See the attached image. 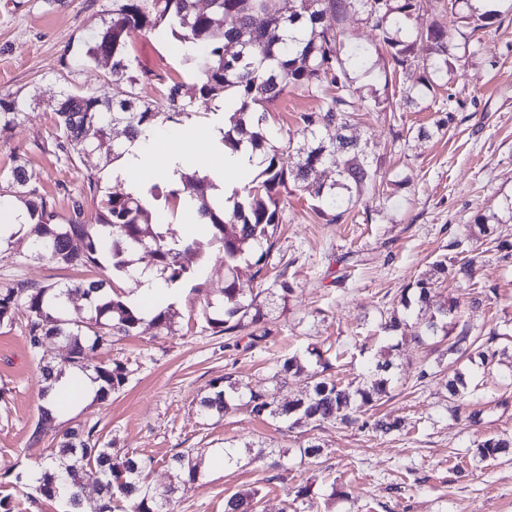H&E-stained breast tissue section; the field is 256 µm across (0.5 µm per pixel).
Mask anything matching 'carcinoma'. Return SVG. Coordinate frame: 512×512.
I'll return each instance as SVG.
<instances>
[{
    "label": "carcinoma",
    "mask_w": 512,
    "mask_h": 512,
    "mask_svg": "<svg viewBox=\"0 0 512 512\" xmlns=\"http://www.w3.org/2000/svg\"><path fill=\"white\" fill-rule=\"evenodd\" d=\"M199 0H112L104 10L102 25L85 43L81 56L70 66L71 72L99 61L112 59L110 77L127 83L126 98L103 99L91 92L61 95L56 108L55 148L65 163L75 154L92 153L104 141L112 139L115 125H123V139L112 143V160L125 152V144L143 135L159 119L180 123L193 113L200 98H222L234 103L228 116L229 129L224 143L236 149L246 146L256 159L258 174L243 195L224 199L213 194L209 178L185 174L179 184L153 183L149 199L132 193L102 190L100 178L87 175L86 192L69 197L68 214L60 219L54 198L29 184L21 165L0 173V190L19 199L27 211L29 233L37 258L61 269L94 266L112 271V277L85 278L73 284L36 283L18 280L0 288V326L13 325L17 312L24 313V333L31 353L36 354L48 339L66 345L72 354L66 365L42 367L40 396L49 400L54 385L68 372L83 373L97 384L95 399L108 400L129 381V371L120 361L88 364V354L112 345L117 336H130L146 322L114 291V278L132 277L135 256L150 249L156 272L173 286L197 275L185 263L187 256L202 258L206 249L216 247L224 254L227 277L220 298L207 303L203 318L215 336L233 335L249 330V346L266 340L268 312L259 301L263 294L286 301L292 292L286 271L267 283L266 260L275 246V236L285 213L280 197L290 187L310 191L317 201L313 212L328 224L346 220L357 205L360 194L380 184L378 169L366 147L349 135L356 113L394 111L387 100L366 98L353 86L351 73L356 68L370 70L367 52L349 46L344 22L352 12L378 32L387 67L379 78L384 85L415 65L426 73L416 86L403 91L410 104L433 89L435 79H444L454 66L455 34L440 18L458 15L464 27L486 38L496 35L502 25L501 12H478L469 0H438L437 19L425 26L412 20L420 10V0H292L288 13L280 12L276 0H211L203 10ZM334 24H325L326 18ZM169 31L178 40L183 59L198 73L192 84L170 81L160 100L140 102L129 43L138 32ZM426 47L419 56L416 46ZM299 91L321 101L318 109L295 116L300 137L296 155H285L270 144L268 107L284 93ZM25 101L19 96L0 98V132L14 128L25 117ZM99 198L95 216L87 213V196ZM191 200L197 213L210 228L202 241L180 234L159 218L173 213ZM494 229L483 216L475 218L465 231L457 234L448 247L456 259L448 264L437 260L429 271L403 289L393 311L382 324L389 336L412 329L416 339L440 336L448 340V352L460 350L468 336L452 335L460 302L450 297L437 299L440 279H465L477 285L476 264L479 247L485 243L496 250H512V243L493 237ZM256 288L240 287L242 277ZM79 294L86 306L72 312L70 295ZM149 324L155 335L175 333V313L171 307L159 308ZM395 346L375 356L374 365L357 386L343 384L333 373V365L313 348L310 369L302 358L293 355L279 362L273 379L279 384L288 378L306 374L308 389L304 396L282 401L270 391L249 390L226 376L211 383V392L200 398L198 411L207 417L222 418L244 408L255 417L289 428L319 425L340 420L353 423L363 416V426L376 433L404 428L400 421L368 419V412L388 396L395 368ZM471 377L459 370L448 377V397H465ZM56 420L51 408L41 413L31 430L30 440L39 442L45 435V423ZM512 447V439L489 437L476 445L480 460L494 459ZM152 460L133 451L114 452L112 443L102 439L97 425L77 424L64 428L54 437L48 453L38 463L41 481L36 491L47 499L58 495L56 479L65 473L68 483L69 512H83L84 477L94 470L99 475L97 494L101 504L95 512H112L121 504L122 512H165L164 503L172 494L196 482L200 463L195 449L175 453L168 462L170 483L161 492L146 482ZM261 489L237 492L224 500V512H255Z\"/></svg>",
    "instance_id": "1"
}]
</instances>
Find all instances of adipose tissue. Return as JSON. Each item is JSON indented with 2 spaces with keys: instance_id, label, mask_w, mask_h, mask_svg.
I'll return each mask as SVG.
<instances>
[{
  "instance_id": "ef3b65f1",
  "label": "adipose tissue",
  "mask_w": 512,
  "mask_h": 512,
  "mask_svg": "<svg viewBox=\"0 0 512 512\" xmlns=\"http://www.w3.org/2000/svg\"><path fill=\"white\" fill-rule=\"evenodd\" d=\"M220 126L200 131L191 123L159 126L147 138L126 147L123 170L128 191L146 194L148 175L161 173L169 181L179 180L182 172L199 170L208 176L224 195L244 186L252 171L247 149H232L224 144Z\"/></svg>"
}]
</instances>
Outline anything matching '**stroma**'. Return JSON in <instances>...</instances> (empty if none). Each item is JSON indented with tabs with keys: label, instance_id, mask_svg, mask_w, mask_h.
<instances>
[{
	"label": "stroma",
	"instance_id": "1",
	"mask_svg": "<svg viewBox=\"0 0 512 512\" xmlns=\"http://www.w3.org/2000/svg\"><path fill=\"white\" fill-rule=\"evenodd\" d=\"M100 0H0V97L27 100V115L13 130L0 133V170L24 166L31 185L55 192L58 184L81 189L89 173H98L103 187L120 192L123 181L97 151L71 164L54 155V112L64 91H94L114 100L127 86L107 80V66L91 65L69 73L101 23ZM345 27L351 44L372 50V74L356 72L364 96L376 95L399 104L393 87L376 77L384 59L375 54L378 35L363 15H350ZM130 52L140 76L142 101H157L165 83H192L195 70L186 66L176 40L167 33L140 34ZM454 90L462 101L454 121L432 138L420 140L419 127L432 126L434 109L401 107L399 121L386 112L359 113L354 135L380 157L389 181L387 202L364 193L357 221L328 224L315 215L308 192L290 189L281 204L279 225L267 272L287 269L293 291L286 304H272L267 342L240 351L246 332L213 336L204 329L202 310L224 284V258L213 250L198 278L177 286L172 304L177 331L155 337L149 327L139 334L115 338L99 349L95 360L117 359L131 375L126 387L105 402L91 401L66 414L65 425H98L105 439L120 451L151 457V486L168 484L167 462L176 452L199 449L200 476L176 494L170 512H224L228 496L261 488L257 512H293L285 491L311 485L307 512H512V451L479 460L477 444L495 435L512 436V349L503 341L500 363L454 359L445 344L416 342L399 336L400 370L377 415L404 422L402 431L377 435L356 425L326 423L293 430L240 410L218 419L198 413V399L219 377L233 375L246 388H272L278 357L321 350L339 359V378L359 382L371 357L387 346L379 331L381 318L394 298L448 254L449 241L476 216L497 226L496 234L512 242V12L500 30L480 43L469 40L456 49ZM496 66H488L487 58ZM316 99L291 91L270 106L271 143L288 148V132L297 113L316 108ZM404 185H394V178ZM83 269H61L38 260L29 238L16 235L0 247V288L15 280L65 283L86 277ZM477 279L486 295L480 307H469V283L438 288L439 299L453 296L466 307L454 327L490 332L512 329V257L486 252ZM66 349L48 340L39 354L28 348L21 323L0 327V498L12 512H67L65 499L36 494L30 474L46 453L47 430L40 443L29 440L39 414V360L60 362ZM468 369L475 392L449 400L444 384L453 364ZM427 378H419L420 370ZM323 449L321 464L301 453L308 441ZM252 443L264 458L251 460L244 445ZM231 448L238 462L216 467L210 459Z\"/></svg>",
	"mask_w": 512,
	"mask_h": 512
}]
</instances>
